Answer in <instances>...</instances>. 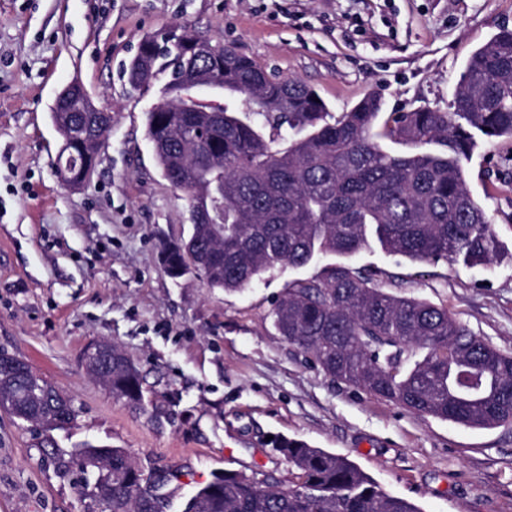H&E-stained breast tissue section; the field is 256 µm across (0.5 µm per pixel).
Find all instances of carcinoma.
I'll return each instance as SVG.
<instances>
[{
  "label": "carcinoma",
  "mask_w": 512,
  "mask_h": 512,
  "mask_svg": "<svg viewBox=\"0 0 512 512\" xmlns=\"http://www.w3.org/2000/svg\"><path fill=\"white\" fill-rule=\"evenodd\" d=\"M130 72L135 88L167 77L162 94L177 100L185 78L209 71L224 84V115L146 112L145 136L164 178L189 201L193 242L212 288L238 292L278 266L318 267L288 283L272 310L280 336L311 356L333 381L393 402L409 412L469 428L512 424V355L472 334L448 310L394 296L375 284L379 271L352 263L374 238L386 252L413 262L445 260L488 268L508 257L486 207L467 184L465 163L488 140L512 137V29H499L467 59L453 111L391 112L368 96L334 114L299 80L278 79L224 45L201 56L185 43L146 37ZM70 159L78 174L88 118L73 105ZM206 129L211 169L180 160ZM384 139L417 149H384ZM283 141L287 146L280 148ZM224 171L222 225L217 239L200 222L209 208L202 190ZM112 345V397L158 420L148 410L139 371ZM18 374L0 370V407L48 429L70 423V398L45 378L30 391ZM276 450L299 471L288 488L226 472L200 488L185 512H421L387 493L347 457L281 439ZM173 475H146L112 449V480L101 485L109 512H163Z\"/></svg>",
  "instance_id": "1"
}]
</instances>
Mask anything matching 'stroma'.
<instances>
[{
    "mask_svg": "<svg viewBox=\"0 0 512 512\" xmlns=\"http://www.w3.org/2000/svg\"><path fill=\"white\" fill-rule=\"evenodd\" d=\"M504 26L512 0H0V350L75 410L53 431L0 410V512H107L83 488L87 444L172 474L165 512H185L227 471L288 487L298 472L274 449L282 437L347 456L421 512H512V425L413 414L331 381L279 336L274 303L312 268L278 267L232 293L167 275L162 248L190 236L189 203L145 139L159 87L134 93L123 76L143 37L186 30L304 82L335 113L369 94L387 112H446L470 54ZM75 80L112 132L91 179L70 189L50 113ZM466 170L512 250V138L481 141ZM354 264L512 354V265L413 263L375 245ZM100 338L137 365L160 422L86 374L82 351Z\"/></svg>",
    "mask_w": 512,
    "mask_h": 512,
    "instance_id": "35a3bbf8",
    "label": "stroma"
}]
</instances>
